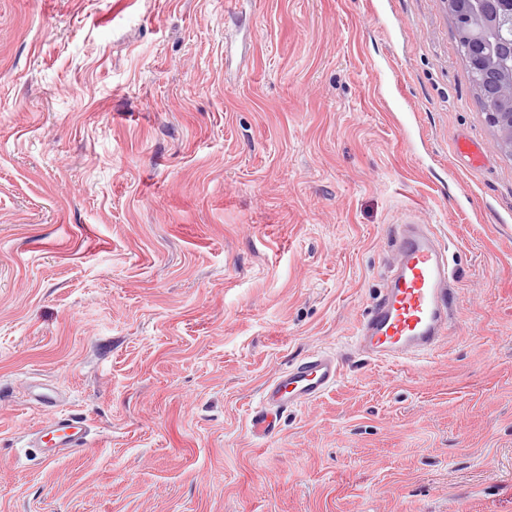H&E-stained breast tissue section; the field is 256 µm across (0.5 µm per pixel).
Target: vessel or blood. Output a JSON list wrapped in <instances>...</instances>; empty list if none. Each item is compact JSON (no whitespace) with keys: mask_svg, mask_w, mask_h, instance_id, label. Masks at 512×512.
Listing matches in <instances>:
<instances>
[{"mask_svg":"<svg viewBox=\"0 0 512 512\" xmlns=\"http://www.w3.org/2000/svg\"><path fill=\"white\" fill-rule=\"evenodd\" d=\"M395 264L386 286L360 323L356 342L367 354L394 362L434 347L448 328V263L446 248L427 225L400 218L394 235ZM340 375L336 359L316 355L280 372L264 389L261 408L251 420L254 436H271L278 414L315 400L333 388ZM90 434L86 416L61 413L33 436L45 458L82 452Z\"/></svg>","mask_w":512,"mask_h":512,"instance_id":"b4317fda","label":"vessel or blood"}]
</instances>
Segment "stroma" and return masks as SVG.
I'll return each instance as SVG.
<instances>
[{"instance_id":"stroma-1","label":"stroma","mask_w":512,"mask_h":512,"mask_svg":"<svg viewBox=\"0 0 512 512\" xmlns=\"http://www.w3.org/2000/svg\"><path fill=\"white\" fill-rule=\"evenodd\" d=\"M405 211L453 316L392 364ZM45 386L83 453L31 447ZM0 512H512V153L447 0H0ZM456 40L458 49L462 57L467 63V69L471 77L472 86L476 91V94L482 102L484 108L488 112V108L497 106L496 99V71L494 70H477L473 67L471 62L472 54V42L465 39V35L460 32L457 34ZM340 367L329 355H316L280 372L263 390L261 408L251 420L256 437H270L277 426L278 412L315 400L338 382Z\"/></svg>"}]
</instances>
